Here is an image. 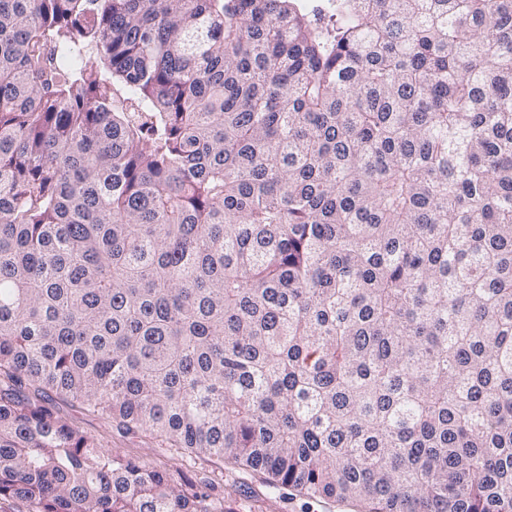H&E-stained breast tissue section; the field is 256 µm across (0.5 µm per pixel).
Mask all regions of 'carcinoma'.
<instances>
[{
    "mask_svg": "<svg viewBox=\"0 0 512 512\" xmlns=\"http://www.w3.org/2000/svg\"><path fill=\"white\" fill-rule=\"evenodd\" d=\"M58 403L269 499L512 512V0H0V498L224 512Z\"/></svg>",
    "mask_w": 512,
    "mask_h": 512,
    "instance_id": "carcinoma-1",
    "label": "carcinoma"
}]
</instances>
